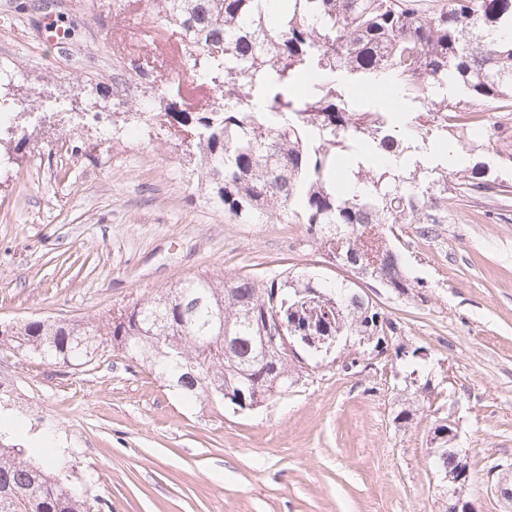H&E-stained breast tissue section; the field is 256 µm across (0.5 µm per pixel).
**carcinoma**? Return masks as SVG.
Masks as SVG:
<instances>
[{
  "label": "carcinoma",
  "mask_w": 512,
  "mask_h": 512,
  "mask_svg": "<svg viewBox=\"0 0 512 512\" xmlns=\"http://www.w3.org/2000/svg\"><path fill=\"white\" fill-rule=\"evenodd\" d=\"M165 30L178 34L185 70L213 93L204 112L172 110L163 117L190 137L209 200L241 223L308 225L327 248L355 267L367 254L385 260L374 275L384 288L411 284L400 255L387 244L393 224H446L457 197L500 187L488 162L474 160L448 174V156L426 167L418 153L448 146V114L473 125L468 113L491 103L512 111V0H284L280 24L268 0H159ZM314 80L302 96L300 78ZM382 86L402 103L392 112L360 101L353 90ZM11 112L0 111V144L16 139ZM353 163L339 171L337 159ZM333 294L338 307L325 327L336 336H374L381 345L397 323L359 292L302 275L258 279L198 274L174 288L123 306L98 322L26 321L3 342L26 356L55 363L89 362L111 346L142 357L187 398L209 384L238 385L237 373L215 352L214 316L238 330L230 352L250 381L279 395L293 364L266 361L252 337L265 305L283 317L308 315L298 290ZM170 340L159 342L157 337ZM0 432V512H94L87 495Z\"/></svg>",
  "instance_id": "carcinoma-1"
}]
</instances>
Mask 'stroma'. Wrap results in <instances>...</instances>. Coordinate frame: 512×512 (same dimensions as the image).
Returning <instances> with one entry per match:
<instances>
[{
    "instance_id": "stroma-1",
    "label": "stroma",
    "mask_w": 512,
    "mask_h": 512,
    "mask_svg": "<svg viewBox=\"0 0 512 512\" xmlns=\"http://www.w3.org/2000/svg\"><path fill=\"white\" fill-rule=\"evenodd\" d=\"M70 28L40 40L46 20ZM134 0H0V68L12 94L45 105L0 168V323L88 321L197 274L305 272L355 283L428 355L434 390L411 425L403 361L356 340L305 357L276 401L237 411L186 400L139 360L105 348L51 363L0 346V417L12 443L70 462L97 512H440L430 438L456 421L477 512H504L488 469L512 463V169L505 189L464 198L452 220L388 234L413 282L373 288L328 258L306 225L240 224L206 198L184 143L154 117L181 74L155 53ZM144 54L155 86L127 67ZM123 73L131 95L112 98ZM108 96L100 120L79 117Z\"/></svg>"
}]
</instances>
